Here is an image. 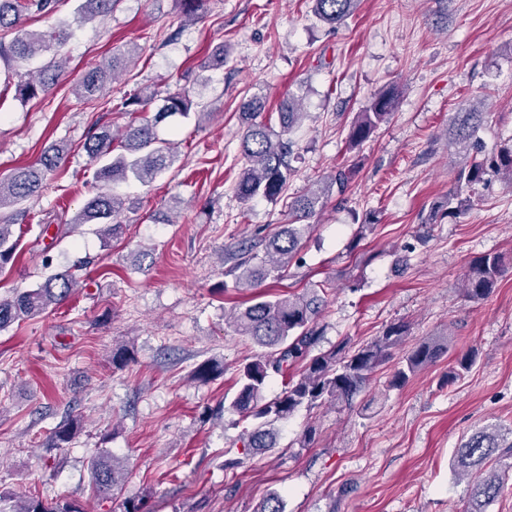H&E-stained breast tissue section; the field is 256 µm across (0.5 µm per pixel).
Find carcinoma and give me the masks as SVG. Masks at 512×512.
I'll use <instances>...</instances> for the list:
<instances>
[{
	"mask_svg": "<svg viewBox=\"0 0 512 512\" xmlns=\"http://www.w3.org/2000/svg\"><path fill=\"white\" fill-rule=\"evenodd\" d=\"M115 0H84L78 12L106 15L112 12ZM313 12L319 21L334 27L351 16L359 0H312ZM55 11V0H0V29H12L15 36L5 44L0 42V59L26 62L44 57L46 61L38 70L19 75L16 95L23 101L34 99L46 90L60 70L57 61L59 47L64 41L58 25H49L41 32H28L21 28L22 17L37 14L50 17ZM126 52H114L112 58L89 70L79 85V93L91 101L102 85L115 78L124 63ZM229 48L219 43L201 65V70L224 67ZM148 100L159 101L152 118L137 125H127L120 136H115L107 126L88 134L84 149L90 160L97 164L94 172L95 187L78 213L67 224L57 225L56 235L62 237L84 224H98L103 236H112L121 227L118 217L124 211L125 201L114 193L103 192L99 186L127 182L131 179L148 184L157 175L172 168L178 160L170 143L158 138L157 127L169 117L185 116L191 100L183 93L152 91ZM395 92L384 90L369 101L351 123L347 144L359 148L394 109ZM264 110L260 97H252L241 105L242 119L246 124L241 138L240 152L245 160L236 185V194L243 202L262 197L273 201L279 197L292 168L290 157L293 141L291 134L299 127L304 113L296 100L289 97L278 108L279 129L257 121ZM488 113L475 107L453 113L446 133L449 142L459 149L470 151L465 162L456 172V191L448 200L430 212L426 223L457 214L470 202L476 187L485 186L492 177L512 185V141L505 143L491 154H479L477 134ZM121 152H116V149ZM66 146L48 145L39 162L14 170L6 180H0V211L8 214L0 218V272L14 264L18 253V240L12 239V226L25 217L22 205L32 196L43 192L45 172L61 162ZM328 195L309 191L291 203L292 217L288 224L265 243L263 255H244L237 260L240 269L236 287L254 288L264 279L280 277L301 249L303 236L312 225L307 220L327 203ZM89 261L79 260L68 269L50 274L36 287L14 292L13 296L0 299V330L24 318H33L60 304L73 292L78 283L76 272L83 270ZM507 266L506 258L498 253L485 254L473 260L462 280L463 295L479 301L486 298ZM327 285L308 288L301 295H257L231 310L233 331L251 339L261 352L246 360L238 369L236 391L229 408L251 427L241 434L242 456L224 460V469L241 467L248 457L275 447L273 426L288 418L298 408H315L325 404L349 406L365 389L371 374L391 355V350L405 341L407 325L396 323L357 347L344 343L332 349H318L321 332L315 321L325 305ZM448 352V337L437 336L418 343L399 362L390 386H404L418 371L435 362ZM273 375L286 379L282 393L265 400L264 390ZM78 426L70 419L58 424L46 435L44 447L67 448L77 433ZM512 460V440L504 439L500 429L484 427L461 441L453 452L456 472L462 475H479L467 489L469 507L466 512H486L488 505L498 497L504 478L496 469L499 462ZM92 484L96 494L112 497L122 488L124 475L120 461L115 456H96L91 465ZM13 501L9 512H84L75 500L58 499L48 502L38 496L22 498L0 492V503ZM257 512H285L281 495L269 494Z\"/></svg>",
	"mask_w": 512,
	"mask_h": 512,
	"instance_id": "obj_1",
	"label": "carcinoma"
}]
</instances>
